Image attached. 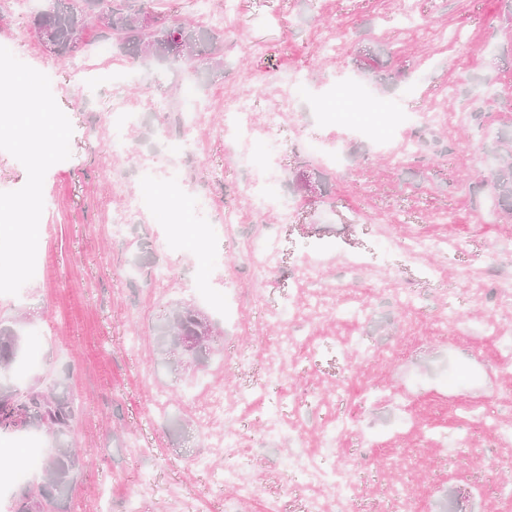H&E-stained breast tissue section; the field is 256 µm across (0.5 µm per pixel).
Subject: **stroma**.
I'll use <instances>...</instances> for the list:
<instances>
[{"instance_id": "35a3bbf8", "label": "stroma", "mask_w": 512, "mask_h": 512, "mask_svg": "<svg viewBox=\"0 0 512 512\" xmlns=\"http://www.w3.org/2000/svg\"><path fill=\"white\" fill-rule=\"evenodd\" d=\"M0 19V43L47 74L73 135L71 156L46 173L39 225L37 274L18 295H0V320L21 321L25 351L38 365L19 361L17 386L48 387L64 380L79 413L72 437L90 456L71 492L68 512H264L267 498L281 512H305V496L289 481L285 462L319 444L328 413L353 421L340 446L367 456L355 480L353 512H393L391 487L404 485L414 512H512V314L498 310L490 292L460 294L463 315L443 323L442 298L456 287L455 271L469 265L512 267V220L503 219L489 191L473 192L477 174L494 167L491 145L512 125V22L503 0H238L224 28V71L195 79L178 69L101 51L94 30L67 61L43 51L29 30L31 13L52 0H13ZM289 68L307 84L292 122L268 124L265 99L253 79ZM102 75L94 96L71 89L74 70ZM134 77L122 92L137 119L123 130L137 158L108 148L116 130L113 90L106 77ZM487 82L490 92L477 96ZM251 93L256 129L249 154L283 143L287 177L281 194L293 202L290 220L254 214V176L226 155L224 99ZM204 109L192 130L199 153L185 156L179 208L158 191L153 212L113 223L127 192L138 189L141 166L160 153L185 118L191 101ZM482 108L486 129L467 120ZM387 131L391 154L356 133L353 121ZM327 137L340 143L343 168L308 154L303 144ZM424 138L419 154L404 144ZM208 196L213 213L232 206L241 222L195 218L194 200ZM272 236V270L255 268L243 253L249 240ZM456 238L460 252L433 250L425 261L436 276L380 248L384 237ZM150 240L151 257L140 243ZM321 251L314 281L294 275L297 262ZM366 254L370 267L348 273L344 255ZM150 264L152 276L135 273ZM338 295L340 306L364 307L361 320L341 322L315 312L309 293ZM413 293L405 308L397 294ZM202 309L221 333L195 372L162 363L151 336L158 316L175 303ZM294 317L271 321L280 308ZM300 340L298 372L288 385L283 414L296 428L272 440L257 412L239 422L251 438L243 477L257 498L235 499L211 484L208 471L232 464L224 420L206 417L211 385L227 401L261 382L267 357L257 345ZM238 352L248 365L227 364ZM452 367L467 369L466 384L443 380ZM346 390H339L341 378ZM182 430L172 433V419Z\"/></svg>"}]
</instances>
